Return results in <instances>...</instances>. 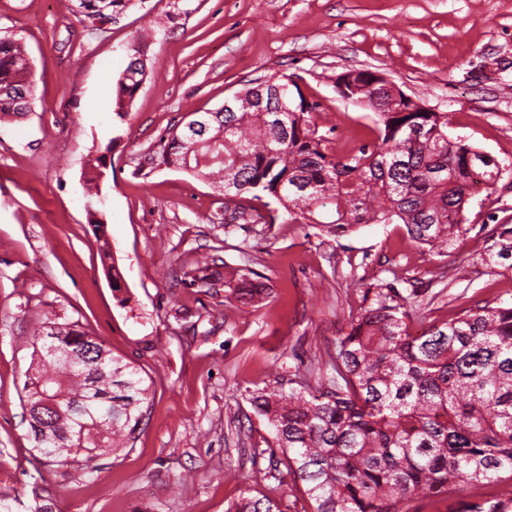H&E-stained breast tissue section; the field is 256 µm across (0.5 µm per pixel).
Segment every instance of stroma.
I'll return each mask as SVG.
<instances>
[{
	"label": "stroma",
	"instance_id": "1",
	"mask_svg": "<svg viewBox=\"0 0 512 512\" xmlns=\"http://www.w3.org/2000/svg\"><path fill=\"white\" fill-rule=\"evenodd\" d=\"M76 5L0 0V36L25 46L36 89L26 117L0 119V498L12 512H227L266 496L309 512L251 395L326 384L337 340L379 289L417 293L413 332L512 299V272L480 261L494 229L512 224V0H138L100 31L82 28ZM140 36L148 76L118 125L108 106ZM349 70L446 113L450 137L499 162L496 189L473 192L447 253L410 245L401 224L336 238L283 213L223 226L226 198L156 156L188 112L285 74L326 153L344 154L376 135L375 112L336 91ZM105 152L118 295L81 180ZM207 256L217 262L203 282ZM245 279L263 294L240 297ZM48 311L132 362L151 390L133 450L101 458L92 476L34 450L20 403Z\"/></svg>",
	"mask_w": 512,
	"mask_h": 512
}]
</instances>
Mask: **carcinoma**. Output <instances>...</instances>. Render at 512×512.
<instances>
[{
  "instance_id": "carcinoma-1",
  "label": "carcinoma",
  "mask_w": 512,
  "mask_h": 512,
  "mask_svg": "<svg viewBox=\"0 0 512 512\" xmlns=\"http://www.w3.org/2000/svg\"><path fill=\"white\" fill-rule=\"evenodd\" d=\"M79 22L95 28L122 14L131 0H77ZM146 47L131 45L111 110L125 121L147 76ZM378 116L370 144L341 156L307 127L305 98L290 94L262 112L270 89L249 86L232 109L216 113L204 135L178 127L159 142L162 163L224 182L244 200L264 192L288 218L339 236L362 224L405 225L411 244L445 250L464 232L475 183L490 187L502 167L472 145L448 139V118L410 97L395 96L378 75L347 71L336 85ZM31 65L21 43L0 38V117H22L33 95ZM105 156L84 178L88 202H100ZM112 288L123 277L106 236L97 237ZM483 264L512 272V224H501ZM407 298L379 291L336 345L331 387L257 392L255 412L272 427L288 474L306 484L313 512H414L418 497L458 495L482 482L512 481V301L465 309L419 335L408 331ZM79 322L43 315L31 342L23 405L34 449L59 467L93 473L103 456L133 448L145 418L149 387L138 369L101 346L89 352ZM233 512H280L270 499L245 497ZM450 512H512V491L482 503L459 500Z\"/></svg>"
}]
</instances>
